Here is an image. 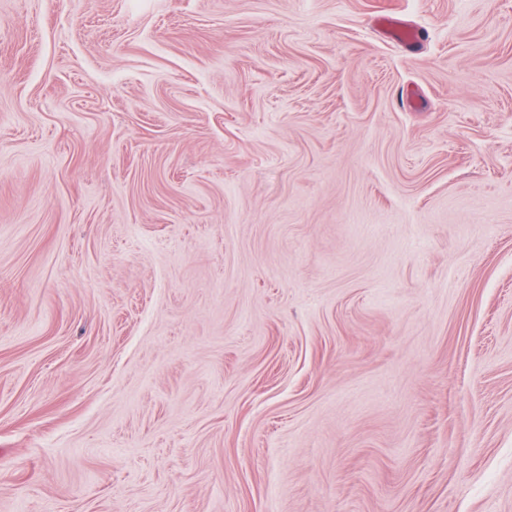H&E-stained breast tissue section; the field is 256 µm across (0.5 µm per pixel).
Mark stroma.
Wrapping results in <instances>:
<instances>
[{"instance_id":"1","label":"stroma","mask_w":512,"mask_h":512,"mask_svg":"<svg viewBox=\"0 0 512 512\" xmlns=\"http://www.w3.org/2000/svg\"><path fill=\"white\" fill-rule=\"evenodd\" d=\"M0 512H512V0H0Z\"/></svg>"}]
</instances>
